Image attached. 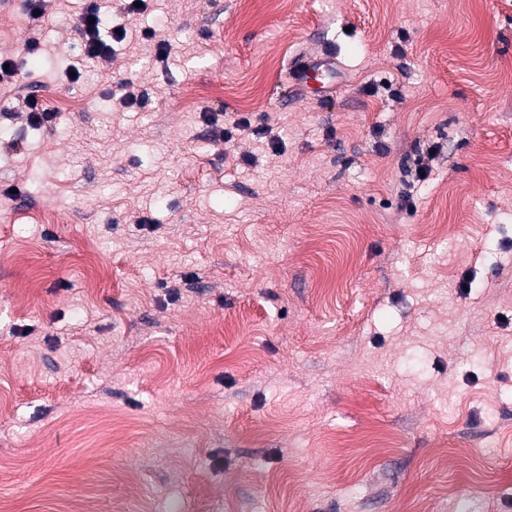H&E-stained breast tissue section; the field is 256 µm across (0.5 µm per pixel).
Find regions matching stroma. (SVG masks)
Instances as JSON below:
<instances>
[{
    "instance_id": "35a3bbf8",
    "label": "stroma",
    "mask_w": 512,
    "mask_h": 512,
    "mask_svg": "<svg viewBox=\"0 0 512 512\" xmlns=\"http://www.w3.org/2000/svg\"><path fill=\"white\" fill-rule=\"evenodd\" d=\"M84 6L0 0V504L512 512V0ZM89 5L79 17V29L82 35V55L91 62H109L114 58L112 41L120 42L125 37L122 29L110 27L109 21L100 11L96 1H89ZM94 18V23H89ZM105 33H107L105 35ZM106 37L108 39H106ZM324 73L331 75L339 74L336 68V58L334 56L326 57H309L301 62L300 67L296 70L303 80L315 78ZM20 117L25 116L27 123L33 126H42L45 124H55L59 115L44 105L37 97L27 96L25 98V111H22Z\"/></svg>"
}]
</instances>
